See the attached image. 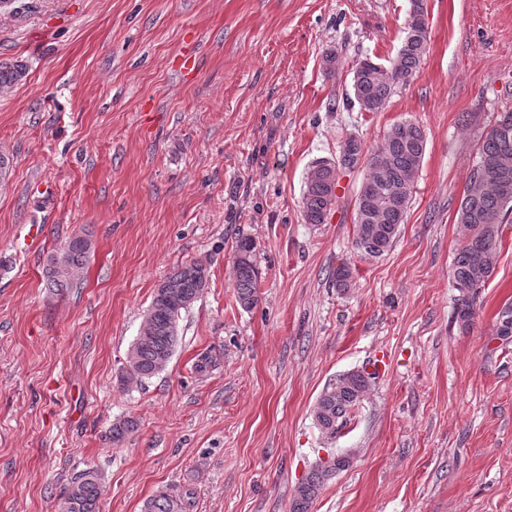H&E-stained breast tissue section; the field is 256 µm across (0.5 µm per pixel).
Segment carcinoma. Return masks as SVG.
Returning <instances> with one entry per match:
<instances>
[{
  "label": "carcinoma",
  "instance_id": "carcinoma-1",
  "mask_svg": "<svg viewBox=\"0 0 512 512\" xmlns=\"http://www.w3.org/2000/svg\"><path fill=\"white\" fill-rule=\"evenodd\" d=\"M426 14L427 0H410L406 35L390 64L377 63L367 56L355 63L353 96L346 97V108L381 112L396 89L415 76L428 44ZM25 74L24 65L1 62L0 93L11 90ZM426 145L425 130L406 120L390 129L381 148L367 152L353 215V244L362 257L383 256L398 238ZM338 165L350 167L341 158L313 162L301 197L304 223L324 224L335 208L338 183L330 185L327 178ZM457 216L466 234L454 257L450 278L458 292L455 319L466 328L476 315L478 290L494 271L500 227L512 220L511 108L500 112L491 129L481 136L470 185L460 200ZM90 251L91 239L83 234L73 236L60 251L49 255L44 267L47 286L60 292L77 287ZM352 278V268L344 262L332 272V282L339 291L350 288ZM232 279L237 302L245 310L252 309L259 301L260 272L249 238L237 243ZM207 284V265L197 259L177 266L166 277L165 287L155 289L139 335L127 353L124 383L141 384L167 366L178 344L182 313L197 301ZM374 380V373L361 368L343 374L323 389L313 409L322 434L332 438L351 421ZM349 465V457L344 456L330 465L315 466L296 489L290 512H309L325 481ZM100 497V474L94 469L83 470L61 491L59 512H99ZM186 508L183 497L161 492L144 503L143 512H186Z\"/></svg>",
  "mask_w": 512,
  "mask_h": 512
}]
</instances>
